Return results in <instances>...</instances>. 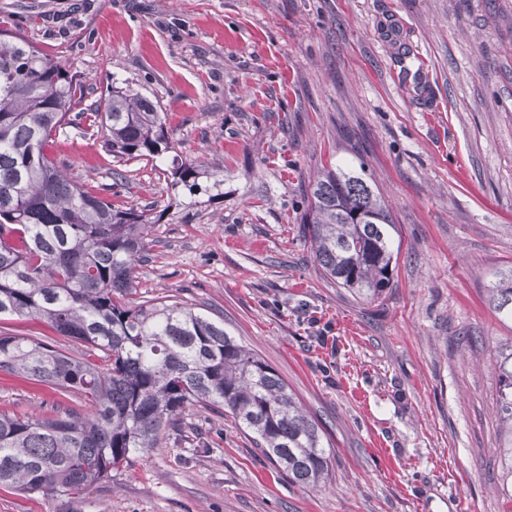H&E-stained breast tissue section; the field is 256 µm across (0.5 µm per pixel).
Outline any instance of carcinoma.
Returning a JSON list of instances; mask_svg holds the SVG:
<instances>
[{
    "label": "carcinoma",
    "instance_id": "cac0c4a2",
    "mask_svg": "<svg viewBox=\"0 0 512 512\" xmlns=\"http://www.w3.org/2000/svg\"><path fill=\"white\" fill-rule=\"evenodd\" d=\"M76 73L21 33L0 29V319L33 317L101 352L94 363L34 339L0 333V371L78 399L63 415L0 412V487L75 495L112 478L192 406L229 412L295 482L328 474L320 425L280 375L215 320L176 303L132 301L135 270L157 221L119 210L71 181L47 154L77 116L108 132L115 158H158L171 141L156 107L112 89L79 109ZM173 183L199 188L182 163ZM302 218L322 274L352 297L380 299L397 264L395 220L377 187L349 167L310 185ZM512 322V270L488 289ZM498 421L502 488L512 512V341L501 346Z\"/></svg>",
    "mask_w": 512,
    "mask_h": 512
}]
</instances>
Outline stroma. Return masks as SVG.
Returning <instances> with one entry per match:
<instances>
[{"label":"stroma","mask_w":512,"mask_h":512,"mask_svg":"<svg viewBox=\"0 0 512 512\" xmlns=\"http://www.w3.org/2000/svg\"><path fill=\"white\" fill-rule=\"evenodd\" d=\"M0 24L77 72L85 104L129 87L156 106L163 160L114 158L82 123L49 155L157 215L134 301L223 319L330 445L306 487L191 409L87 494L0 489V512H503L492 358L512 329L487 290L512 269V0H0ZM350 164L398 229L375 302L324 278L301 232L310 181ZM71 404L0 371V411Z\"/></svg>","instance_id":"obj_1"}]
</instances>
